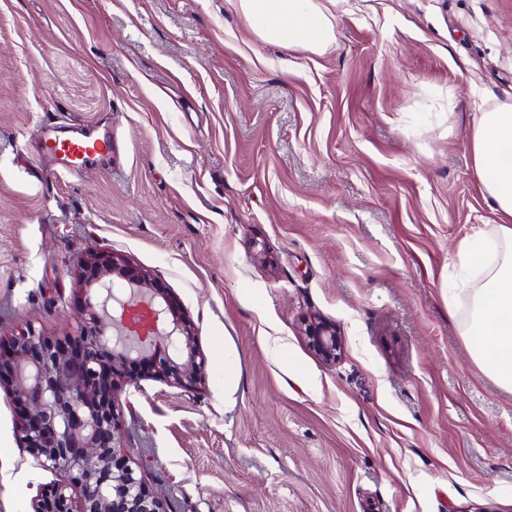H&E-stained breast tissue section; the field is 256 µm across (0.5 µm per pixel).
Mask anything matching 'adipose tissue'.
I'll use <instances>...</instances> for the list:
<instances>
[{
  "mask_svg": "<svg viewBox=\"0 0 512 512\" xmlns=\"http://www.w3.org/2000/svg\"><path fill=\"white\" fill-rule=\"evenodd\" d=\"M259 38L288 48L323 53L336 40L334 17L322 0H237ZM512 102L486 107L474 118L471 148L485 193L504 218L496 235L460 242L463 271L481 267L472 289L464 335L476 364L500 386L512 389Z\"/></svg>",
  "mask_w": 512,
  "mask_h": 512,
  "instance_id": "1",
  "label": "adipose tissue"
}]
</instances>
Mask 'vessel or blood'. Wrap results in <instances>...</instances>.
I'll return each instance as SVG.
<instances>
[{
  "label": "vessel or blood",
  "instance_id": "b4317fda",
  "mask_svg": "<svg viewBox=\"0 0 512 512\" xmlns=\"http://www.w3.org/2000/svg\"><path fill=\"white\" fill-rule=\"evenodd\" d=\"M41 153L46 165L57 170L73 171L81 162L111 161L112 138L107 134L97 136L92 132L76 129L65 139L54 135L47 136Z\"/></svg>",
  "mask_w": 512,
  "mask_h": 512
}]
</instances>
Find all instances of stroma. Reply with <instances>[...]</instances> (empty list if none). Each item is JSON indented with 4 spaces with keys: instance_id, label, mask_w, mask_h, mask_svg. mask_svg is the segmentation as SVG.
<instances>
[{
    "instance_id": "stroma-1",
    "label": "stroma",
    "mask_w": 512,
    "mask_h": 512,
    "mask_svg": "<svg viewBox=\"0 0 512 512\" xmlns=\"http://www.w3.org/2000/svg\"><path fill=\"white\" fill-rule=\"evenodd\" d=\"M323 54L236 0H0V343L75 333L109 251L193 325L207 380L122 386L123 441L166 512H512V391L450 298L500 216L471 149L512 101V0H336ZM111 133L46 172L45 127ZM336 325L324 363L306 336ZM0 385V512L60 478Z\"/></svg>"
}]
</instances>
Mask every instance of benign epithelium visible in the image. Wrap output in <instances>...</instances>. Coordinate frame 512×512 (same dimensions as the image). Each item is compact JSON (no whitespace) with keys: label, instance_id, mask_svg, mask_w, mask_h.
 <instances>
[{"label":"benign epithelium","instance_id":"obj_1","mask_svg":"<svg viewBox=\"0 0 512 512\" xmlns=\"http://www.w3.org/2000/svg\"><path fill=\"white\" fill-rule=\"evenodd\" d=\"M88 308L76 336L51 340L34 330L0 355L22 406L17 433L45 468L65 481L45 488L33 512H164L120 442L115 378L138 387L142 375L185 390L206 379L205 358L191 323L147 273L113 253L81 265ZM307 336L322 359L341 353L336 326L315 320Z\"/></svg>","mask_w":512,"mask_h":512}]
</instances>
